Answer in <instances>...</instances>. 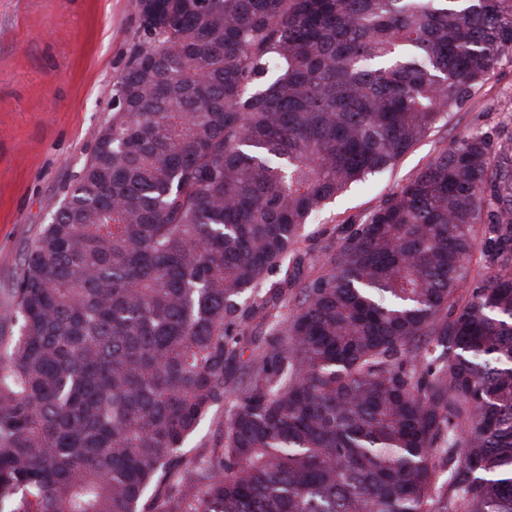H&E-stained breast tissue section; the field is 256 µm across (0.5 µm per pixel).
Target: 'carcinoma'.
I'll use <instances>...</instances> for the list:
<instances>
[{"label": "carcinoma", "instance_id": "cac0c4a2", "mask_svg": "<svg viewBox=\"0 0 512 512\" xmlns=\"http://www.w3.org/2000/svg\"><path fill=\"white\" fill-rule=\"evenodd\" d=\"M138 4L112 116L0 316V499L512 512V156L486 136L357 225L269 339L235 334L295 290L264 283L312 215L512 57V0ZM229 392L221 444L187 457Z\"/></svg>", "mask_w": 512, "mask_h": 512}]
</instances>
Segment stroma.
Here are the masks:
<instances>
[{
	"instance_id": "stroma-1",
	"label": "stroma",
	"mask_w": 512,
	"mask_h": 512,
	"mask_svg": "<svg viewBox=\"0 0 512 512\" xmlns=\"http://www.w3.org/2000/svg\"><path fill=\"white\" fill-rule=\"evenodd\" d=\"M138 0H0V313L44 224L92 154L112 82L140 40ZM512 149V60L391 170L351 186L307 224L301 279L399 185L475 132Z\"/></svg>"
}]
</instances>
